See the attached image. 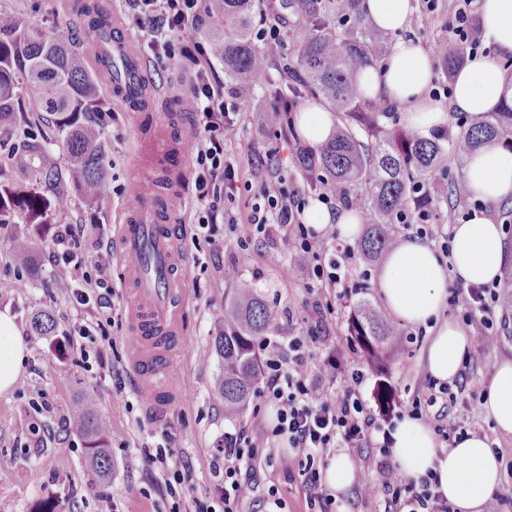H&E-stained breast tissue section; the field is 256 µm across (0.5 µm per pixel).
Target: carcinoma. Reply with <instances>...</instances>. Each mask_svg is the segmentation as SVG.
<instances>
[{"mask_svg":"<svg viewBox=\"0 0 512 512\" xmlns=\"http://www.w3.org/2000/svg\"><path fill=\"white\" fill-rule=\"evenodd\" d=\"M291 15L308 30L288 59L283 72L288 83L269 88L278 123L292 122L309 96L322 98L336 113V129L317 148H304L296 155L300 168L321 185H335L346 195L367 190L362 207L366 233L360 254L377 260L390 247L391 224L396 214L413 206L420 184H439L455 155L471 154L485 143L496 141L512 150V96L498 111L482 119L462 123L421 138L405 128H395L393 113L379 103L361 97L358 71L379 63L389 51L386 35L371 25L361 0H284ZM255 0H217V9L232 33L209 41L212 56L224 64V78L245 92L266 70L267 58L252 41L251 14ZM88 24L97 33H108V19L95 6L85 7ZM71 27L59 25L50 31L8 18L0 25V123L10 118L19 103L20 79L35 90L39 107L55 115L62 149L69 162V176L82 196L98 206L105 191V153L99 126L89 120L101 111L98 82L71 48ZM443 74L463 67L467 51L461 45L437 47ZM69 197L56 193L53 200L30 194L20 196L0 186V214L14 206L25 208L31 222L39 224L48 209H64ZM17 262L38 273L36 256L28 241L13 244ZM272 315L255 288H241L224 304V329L214 339L224 359V375L218 393L224 398V415L237 416L254 393L259 366L255 356L260 339L268 332ZM40 336L54 331L47 312L32 318ZM354 337L373 360L388 354L385 345L393 330L379 311L368 304L355 310L350 323ZM77 427L87 438V464L103 482L112 473L107 440L110 422L90 397L73 408Z\"/></svg>","mask_w":512,"mask_h":512,"instance_id":"obj_1","label":"carcinoma"}]
</instances>
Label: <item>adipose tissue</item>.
I'll return each instance as SVG.
<instances>
[{
	"label": "adipose tissue",
	"instance_id": "ef3b65f1",
	"mask_svg": "<svg viewBox=\"0 0 512 512\" xmlns=\"http://www.w3.org/2000/svg\"><path fill=\"white\" fill-rule=\"evenodd\" d=\"M367 16L385 34L394 36L390 53L375 66L359 72L365 99L388 101L402 112V122L420 136L447 125L449 115L430 96L433 59L404 32L414 12L412 0H364ZM484 39L493 54L473 58L456 76L453 100L458 111L482 117L496 111L506 92L500 60L512 55V0H480ZM334 113L323 105H307L297 117V129L313 147L324 143L335 124ZM472 193L486 203L512 198V152L488 145L469 156L465 168ZM304 220L316 230L337 227L341 236L355 241L359 216L351 210H330L314 201ZM506 266L504 228L486 211H473L454 225L451 255L442 258L424 239H402L384 264L380 293L391 315L404 324L424 326L428 343L426 368L437 380L450 382L462 371L470 340L459 323L443 318L448 283L486 284L501 281ZM27 342L10 312H0V392L10 390L27 360ZM483 408L497 431L512 436V359L500 361L484 392ZM392 455L401 472L420 477L433 470L440 490L458 512H484L501 480L502 457L487 436L470 434L453 447H439L433 431L423 422L404 417L392 434Z\"/></svg>",
	"mask_w": 512,
	"mask_h": 512
}]
</instances>
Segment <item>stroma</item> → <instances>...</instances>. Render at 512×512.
Segmentation results:
<instances>
[{"label": "stroma", "mask_w": 512, "mask_h": 512, "mask_svg": "<svg viewBox=\"0 0 512 512\" xmlns=\"http://www.w3.org/2000/svg\"><path fill=\"white\" fill-rule=\"evenodd\" d=\"M85 0H0V13L19 18L42 28L73 23V42L80 56H87L95 34L81 15ZM462 0H436L434 11L416 8L408 38L424 49L435 50L449 40L448 27ZM280 29L281 44L269 48V67L252 87L247 101L227 142L236 157L242 180H250L256 156L278 152L283 160V175L289 187H303L306 201L316 200L317 192L306 189V178L296 164V151L286 142L276 123L258 127L254 115L267 112L271 104L264 94L266 85L282 75V64L303 37L301 28L289 21L281 0H257L252 16L253 30L270 26ZM148 78L156 83L163 102L161 110L147 113L142 124H135L130 112L114 102L109 93L100 96L102 140L106 152V192L108 209H97L80 196L70 181H62L61 190L71 198L68 210H49L43 223H31L21 209L8 213L0 224V311L9 310L27 337L30 355L14 387L0 393V500L10 502L15 512H38L51 503L54 512H195L196 500L208 499L217 492L218 479L211 462L224 446V434L233 430L234 421L224 417V401L214 393L215 380L224 369L213 340L223 329L224 303L236 285L257 288L273 314L272 333L305 330L314 319L304 279L286 272L290 261L286 246L277 244L247 251L237 247L232 234L217 232L215 239L196 235V206L191 176L169 184V191L180 199L178 211L181 235L178 250L185 268L189 291L183 319L187 335L174 352L166 374L156 376L145 386H137L129 369L131 336L128 310L133 300L124 288L119 270L113 267L112 225L120 207L128 200L134 185H141L150 196L159 195L162 177L155 166L169 150L165 129L185 123L189 140H197L199 131L185 112L182 96L186 89L187 69H165L149 63ZM22 110L10 126L0 129V184L16 192H34L44 188L42 171H62L67 161L57 143V130L46 113L38 111L35 95L21 88ZM146 139L152 148L151 161L136 152L138 139ZM58 224L85 225L86 237L102 238L101 248L82 250L81 270L93 273L96 265L111 266L113 307L108 328L112 343L110 367L88 366L79 351L68 346V338L81 325H95L99 314L94 307H80L50 288L51 267L47 251L51 229ZM27 238L33 245L41 276L18 266L11 256L15 238ZM237 269L235 282L224 279L225 267ZM292 318H285V311ZM49 312L55 322L52 335L39 336L31 329L37 312ZM396 340L402 345L399 355H387L372 362L362 347H355L350 365L365 369L369 379L366 393H378L387 386L394 401L412 398L427 370L423 361L426 338L409 339L408 325L393 321ZM470 352L474 359L468 371V387L482 395L494 366L512 358V325L500 330L498 343L482 350L476 329H469ZM120 372L123 386H116L113 372ZM169 389L170 407L163 418H155L147 409V397L157 389ZM91 395L100 412L107 416L111 430L107 445L111 450L112 474L101 483L85 464L86 441L70 420L72 406ZM169 443L174 455L191 464V486H178L168 494L165 484L172 475L160 466L150 465L142 448ZM263 487L275 486L286 502L285 509L256 500L239 505V512H309L298 475L285 474L280 466L261 470Z\"/></svg>", "instance_id": "stroma-1"}]
</instances>
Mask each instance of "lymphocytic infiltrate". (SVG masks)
I'll return each mask as SVG.
<instances>
[{
    "label": "lymphocytic infiltrate",
    "mask_w": 512,
    "mask_h": 512,
    "mask_svg": "<svg viewBox=\"0 0 512 512\" xmlns=\"http://www.w3.org/2000/svg\"><path fill=\"white\" fill-rule=\"evenodd\" d=\"M141 29L152 38L150 52L161 66L194 65L183 102L201 132L192 147L197 224L205 233L228 224L240 249L262 248L284 241L292 267L306 281L316 315L307 331L269 336L259 343L262 406L251 424L235 426L224 435V446L213 460V473L223 484L217 496L223 512H237L239 504L254 498L261 484V450L273 438H284L288 451L283 466L297 467L303 478L309 504L330 512L333 498L323 483L328 456L345 449L355 464V482L360 499L385 501V512H452L447 499L437 491L435 474L414 479L403 475L393 461L388 415L371 407L364 395L367 374L349 366V348L330 338V322L336 304H348L370 270H354L353 249L337 242L335 234L315 231L304 224L301 191L281 177L282 162L276 153L259 158L255 169L262 189L250 205L245 223H237L224 204L241 193L235 158L224 143L239 112V95L226 87L215 70L209 48L186 46L184 34L199 28L210 7L207 0H126ZM78 225H55L51 241L52 280L77 305L109 307L112 296L108 267L96 268V295L78 285L79 262L73 251ZM449 306L463 307V320L477 327L485 347L498 341V324L511 313L500 304L498 283L450 289ZM326 348L316 358L315 348ZM465 380L448 384L426 378L406 407L408 416L429 424L441 443H448L458 428L455 412L458 393Z\"/></svg>",
    "instance_id": "1"
}]
</instances>
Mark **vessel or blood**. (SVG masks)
<instances>
[{
    "label": "vessel or blood",
    "instance_id": "vessel-or-blood-1",
    "mask_svg": "<svg viewBox=\"0 0 512 512\" xmlns=\"http://www.w3.org/2000/svg\"><path fill=\"white\" fill-rule=\"evenodd\" d=\"M89 60L111 74L112 93L126 107L150 104L154 91L148 85L147 62L129 37L98 35ZM175 212L174 202L161 206L137 195L117 226L121 262L136 286L132 369L139 380L161 370L162 350L185 333L174 292L176 282L184 278L176 259Z\"/></svg>",
    "mask_w": 512,
    "mask_h": 512
}]
</instances>
